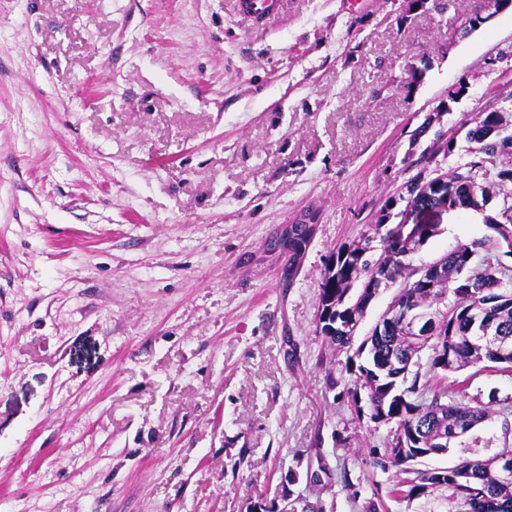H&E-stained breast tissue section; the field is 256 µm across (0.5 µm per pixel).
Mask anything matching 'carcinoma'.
Returning a JSON list of instances; mask_svg holds the SVG:
<instances>
[{"label": "carcinoma", "instance_id": "carcinoma-1", "mask_svg": "<svg viewBox=\"0 0 512 512\" xmlns=\"http://www.w3.org/2000/svg\"><path fill=\"white\" fill-rule=\"evenodd\" d=\"M444 11V0H412L403 20L415 12ZM488 16L476 9L458 17L459 29L468 34L485 24ZM422 72L412 68L405 80H395L393 90L412 92ZM471 159L451 171L426 177L420 173L405 185L408 206L448 205V211L472 210L482 216L489 234L471 244H461L434 262L415 266L410 259L438 235V225L407 224L404 235L388 227L394 199L386 201L376 222L357 239L342 245L325 264L319 284L318 311L324 317L316 332L338 349L353 351L347 356V371L354 374L351 399L363 396L355 408L358 417L375 424L386 417L396 425L394 437L373 464L393 468L392 498H412L446 490L458 501L461 512H512V482L503 484L483 466V459H462L448 468L419 472L401 465L394 449L406 439L411 447H433L441 436L448 445L492 418L490 405L478 400L448 402V373L484 362L512 373V267L500 254L512 255V200L495 203L493 184L512 183V113L495 103L476 113L466 132ZM455 150L454 139L437 134L434 151L421 160L431 163L439 154ZM406 271L393 305L407 310L426 304L439 308L435 333L427 340L396 319L374 326L358 346L346 337L343 325L370 305L375 293L371 284L386 287L396 272ZM507 340V349L490 355L486 338Z\"/></svg>", "mask_w": 512, "mask_h": 512}]
</instances>
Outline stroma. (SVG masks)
<instances>
[{
	"label": "stroma",
	"mask_w": 512,
	"mask_h": 512,
	"mask_svg": "<svg viewBox=\"0 0 512 512\" xmlns=\"http://www.w3.org/2000/svg\"><path fill=\"white\" fill-rule=\"evenodd\" d=\"M476 3L406 22L402 0H287L254 28L233 0H0V512H252L312 470L322 512H459L387 498L394 427L358 420L315 329L328 257L436 132L447 172L512 100V10L463 34ZM307 214L288 281L268 243ZM435 222L414 264L486 233ZM466 395L491 420L422 468L512 450V373L449 385Z\"/></svg>",
	"instance_id": "obj_1"
}]
</instances>
